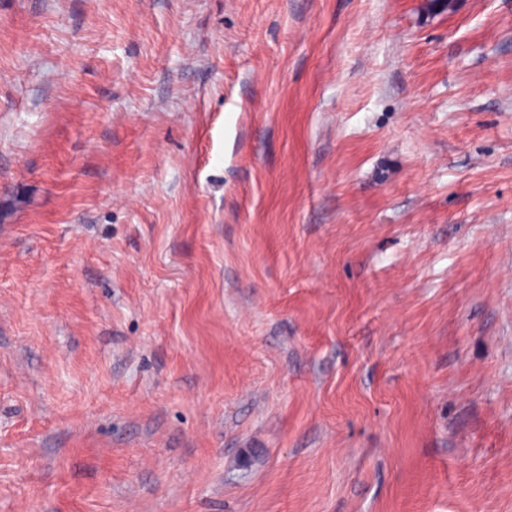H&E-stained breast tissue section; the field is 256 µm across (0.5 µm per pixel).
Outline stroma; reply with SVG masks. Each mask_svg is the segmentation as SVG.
I'll return each mask as SVG.
<instances>
[{
    "label": "stroma",
    "mask_w": 512,
    "mask_h": 512,
    "mask_svg": "<svg viewBox=\"0 0 512 512\" xmlns=\"http://www.w3.org/2000/svg\"><path fill=\"white\" fill-rule=\"evenodd\" d=\"M0 512H512V0H0Z\"/></svg>",
    "instance_id": "1"
}]
</instances>
